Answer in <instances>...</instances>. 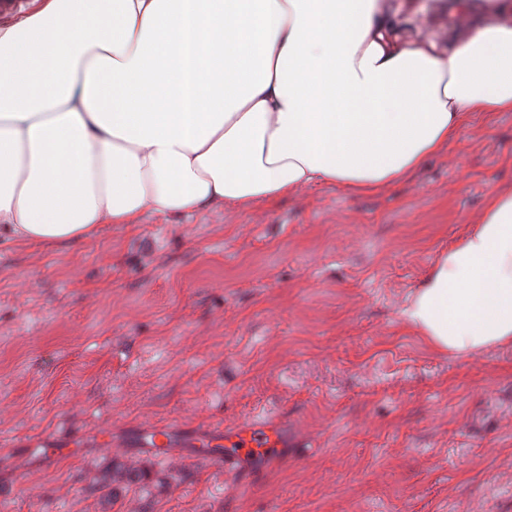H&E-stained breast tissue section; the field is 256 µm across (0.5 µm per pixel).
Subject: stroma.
<instances>
[{"label":"stroma","mask_w":512,"mask_h":512,"mask_svg":"<svg viewBox=\"0 0 512 512\" xmlns=\"http://www.w3.org/2000/svg\"><path fill=\"white\" fill-rule=\"evenodd\" d=\"M387 2L422 37L460 22L457 0ZM500 190L512 112L379 194L148 213L73 245L0 238V435L266 412L298 441L250 483L119 446L51 469L0 447V512H512V348L454 358L400 318Z\"/></svg>","instance_id":"stroma-1"}]
</instances>
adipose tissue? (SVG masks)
Masks as SVG:
<instances>
[{
  "label": "adipose tissue",
  "mask_w": 512,
  "mask_h": 512,
  "mask_svg": "<svg viewBox=\"0 0 512 512\" xmlns=\"http://www.w3.org/2000/svg\"><path fill=\"white\" fill-rule=\"evenodd\" d=\"M450 43L386 0H30L0 23V235L59 245L143 214L376 194L512 112V0ZM442 353L512 347V192L400 311Z\"/></svg>",
  "instance_id": "adipose-tissue-1"
}]
</instances>
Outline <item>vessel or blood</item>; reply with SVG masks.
I'll use <instances>...</instances> for the list:
<instances>
[{"label":"vessel or blood","instance_id":"obj_1","mask_svg":"<svg viewBox=\"0 0 512 512\" xmlns=\"http://www.w3.org/2000/svg\"><path fill=\"white\" fill-rule=\"evenodd\" d=\"M133 456L156 459L189 457L240 481L288 456V429L277 417L251 418L235 424L187 428L178 425L134 427L119 439ZM91 437L82 433L46 432L23 442L8 440V447L19 455L54 466L58 458L46 454L45 446L82 449L91 445Z\"/></svg>","mask_w":512,"mask_h":512}]
</instances>
